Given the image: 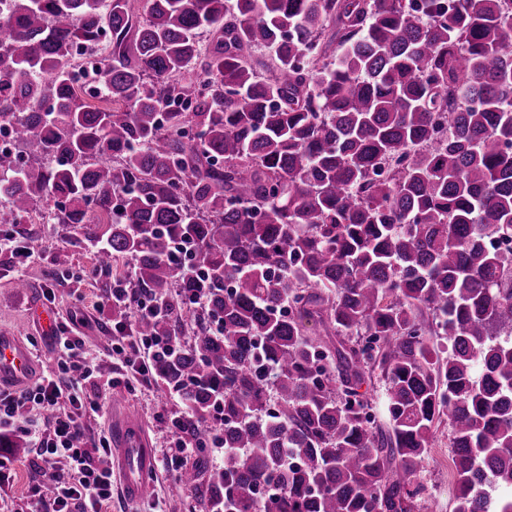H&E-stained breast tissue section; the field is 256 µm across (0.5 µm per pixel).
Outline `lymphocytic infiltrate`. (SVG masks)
<instances>
[{
  "instance_id": "1",
  "label": "lymphocytic infiltrate",
  "mask_w": 512,
  "mask_h": 512,
  "mask_svg": "<svg viewBox=\"0 0 512 512\" xmlns=\"http://www.w3.org/2000/svg\"><path fill=\"white\" fill-rule=\"evenodd\" d=\"M118 296L124 298L129 313L125 322L113 328L111 356L121 362L126 377L141 385L153 384L150 362L165 344L130 333L138 318L152 313L153 303L130 288H112L106 294L110 300ZM54 345L58 353L54 371L19 391L0 388V431L28 437L35 461L48 465L60 459L65 462L50 476L52 497H45L41 486H34L35 512H105L112 503V470L100 466L95 455L109 450L110 439L102 435L92 447L81 445L86 438L85 412L102 408L104 394L94 381L99 364L84 355L79 337L63 331ZM31 403L51 412V420L24 416L23 408Z\"/></svg>"
}]
</instances>
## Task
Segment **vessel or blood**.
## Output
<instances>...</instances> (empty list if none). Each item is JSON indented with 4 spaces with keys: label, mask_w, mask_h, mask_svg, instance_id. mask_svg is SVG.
<instances>
[{
    "label": "vessel or blood",
    "mask_w": 512,
    "mask_h": 512,
    "mask_svg": "<svg viewBox=\"0 0 512 512\" xmlns=\"http://www.w3.org/2000/svg\"><path fill=\"white\" fill-rule=\"evenodd\" d=\"M36 369L31 351L16 336H0V387L20 388ZM112 467L121 479L123 498L132 504L147 494L148 475L155 468L154 450L141 420L129 411L113 415Z\"/></svg>",
    "instance_id": "1"
}]
</instances>
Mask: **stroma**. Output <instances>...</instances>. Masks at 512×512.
Returning <instances> with one entry per match:
<instances>
[{
	"label": "stroma",
	"mask_w": 512,
	"mask_h": 512,
	"mask_svg": "<svg viewBox=\"0 0 512 512\" xmlns=\"http://www.w3.org/2000/svg\"><path fill=\"white\" fill-rule=\"evenodd\" d=\"M27 239L34 247L32 261L23 269H15L9 253H0V333L38 341L35 363L38 371L51 369L55 352L49 335L37 321L42 307H53L58 325L68 327L81 336L85 347L96 355L107 354L112 344V313L98 309L105 288L111 287V275L96 268V243L78 240L74 229L49 221L46 206H38L31 214L14 223L0 224V237ZM27 283L25 291H17V280ZM107 399H122L144 421L157 457L168 452L171 431L166 423L168 412L178 409L176 401H162L159 387H140L128 392L124 387L107 388ZM15 479L0 493V512H30V484L42 480V470L34 467L28 450L8 448ZM452 450L449 428L440 425L430 452L431 462L424 473L425 492L422 512H453L455 483L452 472ZM174 476L157 469L147 496L139 503L140 512H191L192 499H176L171 488Z\"/></svg>",
	"instance_id": "stroma-1"
}]
</instances>
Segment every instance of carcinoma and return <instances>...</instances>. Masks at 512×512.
Masks as SVG:
<instances>
[{"label": "carcinoma", "instance_id": "1", "mask_svg": "<svg viewBox=\"0 0 512 512\" xmlns=\"http://www.w3.org/2000/svg\"><path fill=\"white\" fill-rule=\"evenodd\" d=\"M3 122L10 213L104 217L170 429L219 418L202 512H418L444 416L454 512H512V0H0Z\"/></svg>", "mask_w": 512, "mask_h": 512}]
</instances>
